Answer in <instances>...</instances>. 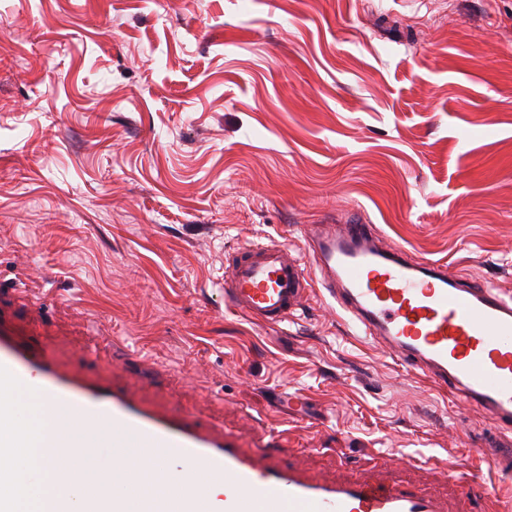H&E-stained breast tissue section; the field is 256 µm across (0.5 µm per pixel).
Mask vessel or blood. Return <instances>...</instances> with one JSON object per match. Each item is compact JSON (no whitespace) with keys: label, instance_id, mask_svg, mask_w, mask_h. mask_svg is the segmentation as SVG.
<instances>
[{"label":"vessel or blood","instance_id":"b4317fda","mask_svg":"<svg viewBox=\"0 0 512 512\" xmlns=\"http://www.w3.org/2000/svg\"><path fill=\"white\" fill-rule=\"evenodd\" d=\"M305 236L306 267L277 243L233 251L225 261V306L255 323L280 326L304 307L309 272L318 270L362 336L512 433L511 297L381 243L371 224H310ZM22 384L52 415L43 431L55 452L44 466L61 479L50 512H68V481L89 470L88 512H205V497L193 483L170 481L173 472L222 486V512H447L445 502L424 490L361 478L314 479L283 467L274 453L244 452L225 438L223 425L203 429L188 416L171 419L125 389L58 372L46 350L0 318V430L18 427L10 395ZM144 448L155 453L151 464L129 469ZM483 453L512 480V444H489ZM115 484L123 490L113 496Z\"/></svg>","mask_w":512,"mask_h":512}]
</instances>
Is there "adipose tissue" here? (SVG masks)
Segmentation results:
<instances>
[{"instance_id": "1", "label": "adipose tissue", "mask_w": 512, "mask_h": 512, "mask_svg": "<svg viewBox=\"0 0 512 512\" xmlns=\"http://www.w3.org/2000/svg\"><path fill=\"white\" fill-rule=\"evenodd\" d=\"M15 406L23 407L27 416L19 427V438L9 448L11 468L6 474L13 496V512H47V500L55 482L42 470V459L48 447L41 426L48 418L43 405L25 387H17L11 395Z\"/></svg>"}]
</instances>
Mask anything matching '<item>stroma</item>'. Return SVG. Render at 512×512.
<instances>
[{
  "label": "stroma",
  "instance_id": "35a3bbf8",
  "mask_svg": "<svg viewBox=\"0 0 512 512\" xmlns=\"http://www.w3.org/2000/svg\"><path fill=\"white\" fill-rule=\"evenodd\" d=\"M323 221L512 296V0H0V314L245 448L481 512L491 421L321 282L276 328L225 307V254L307 259Z\"/></svg>",
  "mask_w": 512,
  "mask_h": 512
}]
</instances>
